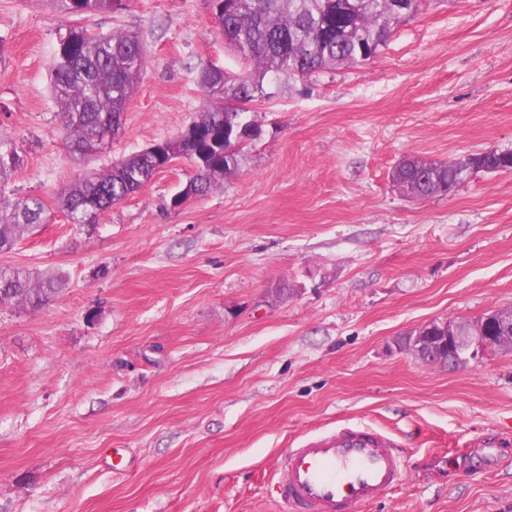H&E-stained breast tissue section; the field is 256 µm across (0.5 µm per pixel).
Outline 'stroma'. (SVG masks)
Listing matches in <instances>:
<instances>
[{
    "label": "stroma",
    "instance_id": "1",
    "mask_svg": "<svg viewBox=\"0 0 512 512\" xmlns=\"http://www.w3.org/2000/svg\"><path fill=\"white\" fill-rule=\"evenodd\" d=\"M70 24L139 31L150 53L86 168L48 86ZM204 62L242 67L207 0L71 18L0 0L9 187L47 216L0 266L65 280L43 308L0 305V512H282L285 451L345 424L406 460L361 512H512V349L452 368L392 347L512 310V171L423 200L391 179L408 155L512 151V0H430L376 58L257 103L264 134L223 185L171 206L193 173L179 158L73 223L61 189L186 128Z\"/></svg>",
    "mask_w": 512,
    "mask_h": 512
}]
</instances>
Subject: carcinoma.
Returning a JSON list of instances; mask_svg holds the SVG:
<instances>
[{
	"instance_id": "cac0c4a2",
	"label": "carcinoma",
	"mask_w": 512,
	"mask_h": 512,
	"mask_svg": "<svg viewBox=\"0 0 512 512\" xmlns=\"http://www.w3.org/2000/svg\"><path fill=\"white\" fill-rule=\"evenodd\" d=\"M66 16L115 13L126 0H53ZM426 0H208L227 49L245 67L228 72L217 64L200 68L199 84L207 104L191 121L201 130L196 138L164 140L165 146L189 159L194 174L176 193L177 199L199 196L240 170L245 155L234 143L243 129L257 125L251 105L274 96L271 88L286 87L341 65L377 56L396 28L419 15ZM148 64L140 34L117 30L94 33L70 26L59 36L51 70L52 98L71 147L90 159L108 148L123 126L127 104ZM19 163L18 152L0 141V187ZM512 170V152L488 150L465 171L459 159H404L392 181L417 198L446 195L470 174L484 169ZM152 150L146 148L105 172H88L60 192L63 211L74 223L99 217L112 205L136 193L155 173ZM45 206L38 197H11L0 191V252L9 251L43 221ZM64 286L57 276L40 277L20 267H0V304L39 309Z\"/></svg>"
}]
</instances>
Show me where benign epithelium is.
Listing matches in <instances>:
<instances>
[{
  "mask_svg": "<svg viewBox=\"0 0 512 512\" xmlns=\"http://www.w3.org/2000/svg\"><path fill=\"white\" fill-rule=\"evenodd\" d=\"M499 316L498 310H489L465 327L446 321L441 326L443 336L433 343L424 336L431 328V324L426 323L394 337L392 344H405V352L426 364H455L461 361L463 351L469 352V358L474 359L505 347L506 337L493 335Z\"/></svg>",
  "mask_w": 512,
  "mask_h": 512,
  "instance_id": "1",
  "label": "benign epithelium"
}]
</instances>
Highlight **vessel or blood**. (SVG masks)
I'll list each match as a JSON object with an SVG mask.
<instances>
[{
    "instance_id": "b4317fda",
    "label": "vessel or blood",
    "mask_w": 512,
    "mask_h": 512,
    "mask_svg": "<svg viewBox=\"0 0 512 512\" xmlns=\"http://www.w3.org/2000/svg\"><path fill=\"white\" fill-rule=\"evenodd\" d=\"M404 471L388 436L346 425L288 449L276 483L291 512H356L396 486Z\"/></svg>"
}]
</instances>
